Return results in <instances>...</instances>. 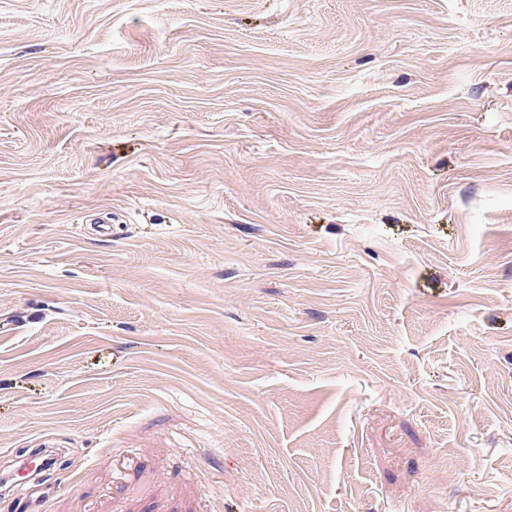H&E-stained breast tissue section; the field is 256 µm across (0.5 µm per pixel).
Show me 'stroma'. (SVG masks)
<instances>
[{
  "instance_id": "stroma-1",
  "label": "stroma",
  "mask_w": 512,
  "mask_h": 512,
  "mask_svg": "<svg viewBox=\"0 0 512 512\" xmlns=\"http://www.w3.org/2000/svg\"><path fill=\"white\" fill-rule=\"evenodd\" d=\"M37 448L0 512H512V0H0Z\"/></svg>"
}]
</instances>
